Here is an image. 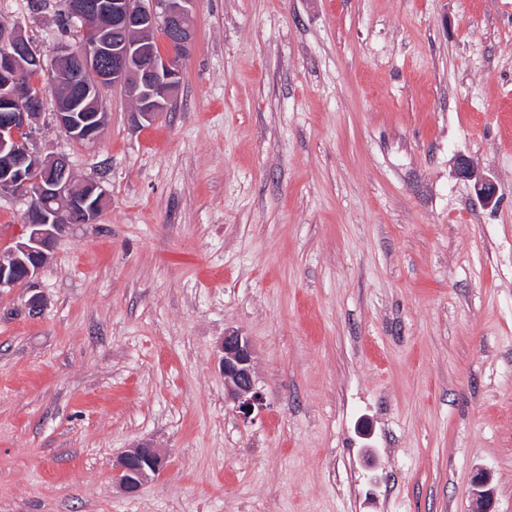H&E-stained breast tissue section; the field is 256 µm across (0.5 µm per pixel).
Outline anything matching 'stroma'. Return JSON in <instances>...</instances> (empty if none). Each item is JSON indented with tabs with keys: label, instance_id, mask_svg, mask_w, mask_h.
I'll return each mask as SVG.
<instances>
[{
	"label": "stroma",
	"instance_id": "1",
	"mask_svg": "<svg viewBox=\"0 0 512 512\" xmlns=\"http://www.w3.org/2000/svg\"><path fill=\"white\" fill-rule=\"evenodd\" d=\"M65 8L0 23L48 60ZM180 69L149 123L106 90L91 147L43 97L109 202L0 292V512H469L481 470L512 512V0H196ZM140 443L164 468L120 493ZM457 171L461 178L473 181L476 196L481 203L488 206L495 202L498 192L496 184L478 171L468 160L460 159ZM221 370L227 396L238 413L248 418L261 397L256 388L254 351L250 339L229 329L220 344Z\"/></svg>",
	"mask_w": 512,
	"mask_h": 512
}]
</instances>
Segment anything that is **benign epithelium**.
Listing matches in <instances>:
<instances>
[{
    "instance_id": "1",
    "label": "benign epithelium",
    "mask_w": 512,
    "mask_h": 512,
    "mask_svg": "<svg viewBox=\"0 0 512 512\" xmlns=\"http://www.w3.org/2000/svg\"><path fill=\"white\" fill-rule=\"evenodd\" d=\"M196 0H66V13L73 27L85 31L88 19L97 21V35L78 45L57 46L55 58L73 72L91 75L100 87L124 86L140 107L135 115L151 122L172 101L170 87L179 83L178 59L194 37L193 10ZM166 29L168 49L162 53L152 45V34ZM138 29L139 41L125 37ZM45 67L33 44L20 27L0 30V102L11 107L0 113V194L29 199L22 233L0 257V292L20 284H31L39 276L57 242L67 233L66 213L82 211V223L94 224L99 208L107 202L108 191L99 183L88 182V191L76 195L67 159L41 153L36 142L38 93L26 100L16 98L9 87L27 73V62ZM59 127L74 141L94 144L105 124V111L77 112L75 104L55 112ZM458 175L473 182L478 200L491 205L497 186L466 159L457 166ZM221 370L227 396L238 413L247 418L261 401L256 388L254 351L251 341L240 331L229 329L220 344ZM163 468L159 452L148 445H137L113 465V484L125 493L137 491ZM490 475L478 472L472 480L471 512H493L494 489Z\"/></svg>"
}]
</instances>
